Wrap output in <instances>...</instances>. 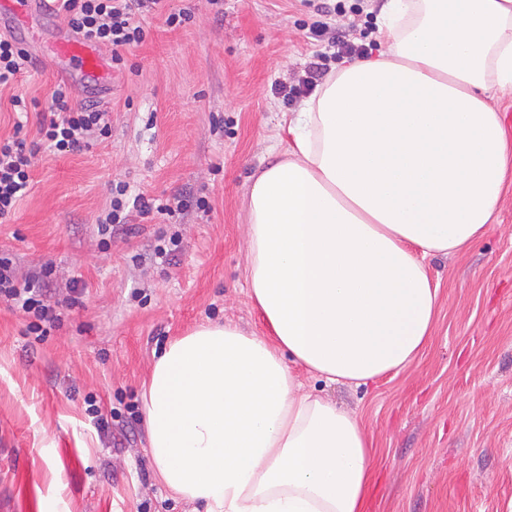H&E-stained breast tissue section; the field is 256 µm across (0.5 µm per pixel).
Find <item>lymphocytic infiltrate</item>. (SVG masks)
Wrapping results in <instances>:
<instances>
[{"label":"lymphocytic infiltrate","mask_w":512,"mask_h":512,"mask_svg":"<svg viewBox=\"0 0 512 512\" xmlns=\"http://www.w3.org/2000/svg\"><path fill=\"white\" fill-rule=\"evenodd\" d=\"M161 0H47L48 10L59 16L75 34L110 48L112 62L122 65L125 51L145 40V30L138 14L157 10ZM32 65L30 52L14 38L0 36V87L14 85L28 74ZM11 103L20 111H38L39 141L27 143L12 137L0 140V220L10 217L30 185L33 160L40 146L54 153L70 155L88 150L92 140L108 137L111 126L107 112L93 105H74L64 83L55 84L47 102L12 95ZM166 204L139 193L128 195L127 187L116 184L110 208L98 222L101 245H108L114 225L133 224L163 213ZM51 265L41 267L37 275L18 278L9 258L0 256V301L29 316L28 330L36 338L47 336L62 323L66 309L80 305L79 297L51 300L48 294Z\"/></svg>","instance_id":"f902f5d3"}]
</instances>
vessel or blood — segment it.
<instances>
[{
  "mask_svg": "<svg viewBox=\"0 0 512 512\" xmlns=\"http://www.w3.org/2000/svg\"><path fill=\"white\" fill-rule=\"evenodd\" d=\"M42 0H0V30L28 34V19ZM45 26L51 35V61L55 70L79 86L88 99H102L112 82L109 55L98 45L65 35L53 18Z\"/></svg>",
  "mask_w": 512,
  "mask_h": 512,
  "instance_id": "1",
  "label": "vessel or blood"
}]
</instances>
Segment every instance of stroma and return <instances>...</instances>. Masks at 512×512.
Here are the masks:
<instances>
[{"label":"stroma","instance_id":"35a3bbf8","mask_svg":"<svg viewBox=\"0 0 512 512\" xmlns=\"http://www.w3.org/2000/svg\"><path fill=\"white\" fill-rule=\"evenodd\" d=\"M385 2L331 14L314 39L303 0H168L191 18L174 29L144 17V42L100 103L111 136L75 155L40 149L0 223V255L23 278L52 265L57 294L81 288L83 305L38 342L0 303V512H194L158 479L140 392L156 354L199 325L265 334L246 296L244 226L253 178L286 135L280 90L314 53L339 68L337 33L375 24ZM25 47L28 77L0 89V136L32 142L36 123L19 124L10 97L45 98L59 77L45 39ZM120 181L183 206L104 247L97 220ZM172 238L168 259L156 257ZM428 266L441 313L421 356L365 387L300 379L363 421L377 457L368 512H512V179L486 236Z\"/></svg>","mask_w":512,"mask_h":512}]
</instances>
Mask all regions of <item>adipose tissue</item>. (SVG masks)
I'll return each mask as SVG.
<instances>
[{
    "mask_svg": "<svg viewBox=\"0 0 512 512\" xmlns=\"http://www.w3.org/2000/svg\"><path fill=\"white\" fill-rule=\"evenodd\" d=\"M386 49L345 63L293 113L255 177L249 300L267 335L200 326L170 342L141 395L157 474L205 512H366L361 419L295 370L368 385L428 345L427 258L488 231L512 139V0H387Z\"/></svg>",
    "mask_w": 512,
    "mask_h": 512,
    "instance_id": "1",
    "label": "adipose tissue"
}]
</instances>
